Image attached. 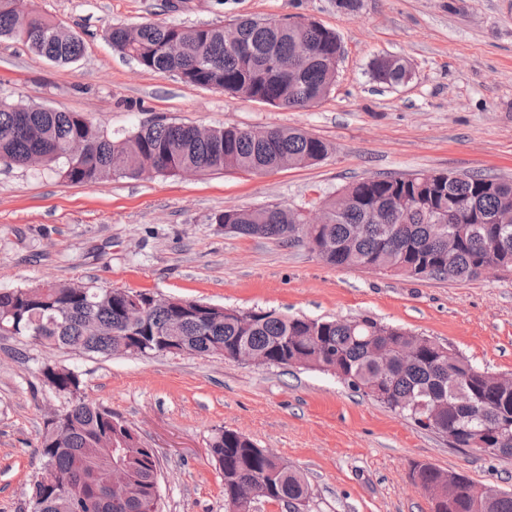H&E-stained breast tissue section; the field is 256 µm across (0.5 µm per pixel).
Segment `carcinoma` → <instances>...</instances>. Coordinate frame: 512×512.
<instances>
[{"instance_id": "cac0c4a2", "label": "carcinoma", "mask_w": 512, "mask_h": 512, "mask_svg": "<svg viewBox=\"0 0 512 512\" xmlns=\"http://www.w3.org/2000/svg\"><path fill=\"white\" fill-rule=\"evenodd\" d=\"M240 46L225 45V26H182L165 22L109 25L105 39L143 68L176 76L182 83L248 97L288 109H306L325 98L336 80L327 61L342 53L339 37L319 23L290 25L273 18H240L233 23ZM0 37L28 45L41 58L74 64L83 55L82 39L60 22L38 11L20 8L18 0H0ZM181 45L169 53L171 42ZM305 44L310 55L295 48ZM388 73L374 63L375 78L389 86L403 78L404 63ZM331 146L301 129L270 127L259 137L245 128L201 131L197 126L163 120L148 121L136 130L114 136L80 112H63L40 103H9L0 99V167L26 166L40 155L44 168L71 184H100L114 176L137 178V169L151 163L161 175L175 176L183 168L201 174L228 170L250 174L298 168L321 161ZM324 199L326 224H302L297 209L273 205L229 209L215 217L218 224L245 237L299 244L325 262L346 268H369L414 278L469 281L483 265L512 268V224L502 227L492 217L512 205V180L482 173L448 178L441 172L353 182ZM405 195L412 206L403 215L384 212L391 199ZM465 205L461 215L449 213L448 200ZM130 291L59 283L0 290V336L42 337L40 345L79 353L111 355L122 347L134 354H159L156 345L141 346L139 336H167V324L182 317L178 335L187 354L241 353L288 367L294 361L308 369L330 373L356 392L370 397L420 428L452 438V446L512 458V436L496 438L483 430L506 418L512 421V394L500 392L493 375L476 369L465 357L425 336L419 353L380 378L370 346L383 340L400 347L407 331L368 317L309 319L274 310L249 311L250 320L217 318L179 298L141 292L148 303L145 319L128 322ZM39 372L50 390L67 399L55 435L45 423L35 454L42 465L31 491L32 512H158L159 458L134 430L80 395L81 381L66 367L44 363ZM442 406L434 424L423 421L422 403ZM210 453L224 475V501L232 512H250L237 497L242 485H252L258 499L285 503L288 512H307L310 490L302 473L284 460L270 458L242 433L217 432ZM128 478L135 498L111 499L102 483L109 469ZM442 471L417 464L413 480L428 493L433 512H473L472 482L465 475L441 484Z\"/></svg>"}]
</instances>
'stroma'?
Here are the masks:
<instances>
[{
  "instance_id": "obj_1",
  "label": "stroma",
  "mask_w": 512,
  "mask_h": 512,
  "mask_svg": "<svg viewBox=\"0 0 512 512\" xmlns=\"http://www.w3.org/2000/svg\"><path fill=\"white\" fill-rule=\"evenodd\" d=\"M77 31L83 58L56 65L0 38V98L80 112L121 135L156 119L207 127H299L331 144L316 164L186 179L113 177L71 185L47 169L0 171V289L47 281L149 291L242 311L367 316L430 337L478 370L512 375V272L471 281L416 279L327 264L302 246L239 236L231 208H314L363 179L483 170L512 180V0H30ZM302 17L332 29L344 53L330 94L303 110L190 86L127 61L109 24L225 25ZM383 55L408 60L392 88L372 79ZM69 367L82 394L132 426L160 460L159 512H226L209 444L250 437L301 471L308 512H432L415 464L512 491V459L479 456L354 392L326 372L221 356L96 355L0 336V512H31L34 453L66 398L41 364Z\"/></svg>"
}]
</instances>
